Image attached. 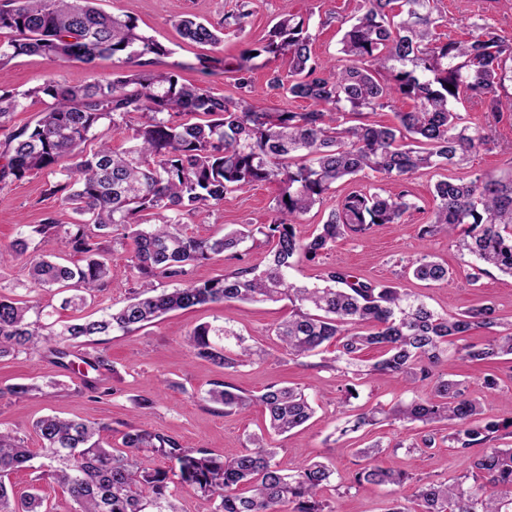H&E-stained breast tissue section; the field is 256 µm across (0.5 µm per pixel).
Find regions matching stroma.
Returning a JSON list of instances; mask_svg holds the SVG:
<instances>
[{"instance_id":"1","label":"stroma","mask_w":512,"mask_h":512,"mask_svg":"<svg viewBox=\"0 0 512 512\" xmlns=\"http://www.w3.org/2000/svg\"><path fill=\"white\" fill-rule=\"evenodd\" d=\"M361 0H96L102 11L132 17L139 30L165 46L169 54L162 66L179 65L184 82L211 89L224 95L235 94L231 75L223 71H208L201 65L210 56L234 59L250 44L266 39L275 22L284 13L305 20L318 56L335 53L342 36L341 26L356 14ZM444 18L443 34L451 39L467 38L472 22L478 17L495 21L503 35L512 37V0H438ZM193 15L224 28V41L219 47L184 40L174 25L175 19ZM240 16V24L228 23V16ZM281 61L254 70L250 95L274 112H301L309 101L287 99L270 88L271 70L281 68ZM111 61L100 60L96 65L78 61L53 62L39 55H22L0 65V87L23 92L22 106L10 122L0 127V151L18 128L34 124L45 107L44 97L29 96V89L40 86L48 77H56L69 85L110 78ZM495 144L492 149L472 152L465 163L451 168L448 174L467 180L479 174L504 176L512 172V115L495 124ZM446 172L420 170L406 179L392 182L381 175L369 173L336 183L324 202L303 216L297 231L311 235L322 224L329 211L351 191L363 189L392 195L408 190L417 209L402 223L374 226L365 236H345L328 251L312 260L297 263L288 271L291 281L309 287L322 283L323 273L343 267L358 277L371 281H394L419 296L430 308L440 313H457L482 304H493L502 325L512 324V276L490 268L479 273V260L458 250L455 243L443 236L422 237L436 207L434 186ZM56 175L46 171L27 174L18 181L0 183V247L18 237L30 234L34 225L45 217L56 223H74L72 209L49 195L48 188ZM279 187L262 183L254 188L226 194L223 204L208 217H190L184 224L187 234L209 238L241 224H270ZM31 235V234H30ZM34 237V236H33ZM35 254L54 256L65 254L59 235L34 237ZM115 275L101 294L100 304L84 308L86 316L96 318L104 307L119 308L127 300L133 277L127 268L133 249L132 241L118 244L105 239L101 242ZM270 248L263 235L243 243L236 252L213 256L198 264L192 276L206 281L223 276L238 268L262 264ZM32 254V255H35ZM434 257L455 270L448 283L416 280L409 271L412 261L422 255ZM32 255L23 254L0 265V285L6 295L31 305L52 306L58 324L74 316L63 308V292L31 288L29 263ZM479 273L476 285H469L467 276ZM292 309L288 302L212 303L187 310L167 313L134 331H115L95 341L73 342L74 355L100 352L109 361L108 368L80 374L57 366L47 357L21 355L0 358V431L21 438L27 448L38 451L41 440L34 422L46 415H58L78 421L108 426L112 447L122 445V434L130 426H141L175 437L188 448H207L218 454L243 450L249 435L264 431L267 420L261 407L245 414L225 413L222 406L207 399L213 381L231 383L239 390L256 394L271 383L303 387L316 409L305 427L275 440L279 448L276 461L286 471L304 461H320L336 472L334 486L324 497L332 512H387L392 502L410 504L414 479H451L462 476L467 467L465 458L447 444L417 452L405 449L410 438L423 432L422 424H407L386 420L371 432L340 436L346 417L336 406L342 387L355 385L358 396L352 409L368 410L390 407L395 401L410 398L407 384L400 379L356 380L331 368L335 346L324 347L319 354L293 359L282 354L275 344L273 327L288 318ZM227 325L244 336L248 343L269 350L267 359L234 370H223L210 361L192 356L187 336L197 325ZM445 378L461 382L467 394L477 399L485 416L496 419L512 417V356L491 363L466 364L458 354L448 353L438 368ZM494 374L500 386L485 388L486 374ZM94 388H86V381ZM19 383L36 384L30 395L18 399L8 393ZM151 399L148 408L140 407L143 399ZM381 442L386 450L375 463L384 468L404 471L411 475L403 486H369L360 490L347 489L346 482L359 460L358 449ZM10 483L16 495L38 488L46 504L55 512H69L67 494L52 480L38 479L36 472L23 470L12 474Z\"/></svg>"}]
</instances>
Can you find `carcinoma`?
Segmentation results:
<instances>
[{
  "label": "carcinoma",
  "instance_id": "1",
  "mask_svg": "<svg viewBox=\"0 0 512 512\" xmlns=\"http://www.w3.org/2000/svg\"><path fill=\"white\" fill-rule=\"evenodd\" d=\"M441 21L435 0H361L336 57L329 59L312 51L309 25L286 13L265 42L243 50L235 66L224 65L239 90L234 98L182 83L176 64L159 67L169 51L140 32L132 18L106 13L95 0H0V64L41 55L86 64L110 59L116 68L106 82L67 85L50 77L24 93L0 88V125L10 121L21 99L49 98L34 125L9 137L0 153V183L33 171H64L49 194L77 215L62 238L84 255L81 264L32 259L31 287L70 288L74 294L63 299L65 307L95 299L112 278L96 239L128 226L135 242L129 270L139 281V291L121 308L59 331L49 321L51 312L0 295V357L49 356L67 368L74 365L70 341L81 337L127 333L168 312L206 303L286 300L292 315L274 328L286 355H312L334 343V362L351 366L364 350L376 349L379 359L367 374L412 385L414 397L391 407L393 419L455 424L448 443L466 457L463 478L470 485L425 481L413 507L394 502L387 512H512V497L501 494L512 491V448L492 446L500 431L512 429V418L478 422L480 402L466 396L459 382L435 374L454 339L462 342L458 353L467 362L512 355L511 327L486 343L464 341L476 328L497 326L496 308L484 304L440 314L394 282L364 280L344 268L325 271L322 287L288 280V270L301 258H316L349 233L363 236L374 225L399 224L416 210L405 190L388 196L354 190L317 233L299 236L296 225L337 181L365 170L400 181L421 169L458 166L493 142L491 121H476L459 105H477L496 122L512 114V95L505 92V81L512 82V42L484 18L472 24L469 39L444 41L437 33ZM175 25L193 42L213 47L223 42V30L212 24L182 17ZM267 55L288 65L287 77L275 70L269 86L290 99L311 101V109L269 112L249 100L256 60ZM385 108L394 111L396 125L343 121L347 113L362 116ZM134 114L140 121L131 127L129 146L114 147L98 133L107 122L123 129ZM263 182L279 186L271 224L204 239L183 231L184 218L206 215L226 194ZM434 196L438 205L422 235L452 236L461 250L512 276V176L478 175L468 182L448 176L435 184ZM257 233L272 244L262 268L188 281L171 291L154 284L183 280L192 266L236 250ZM31 243L30 237L15 240L0 250V262L26 253ZM411 269L419 280L453 279L448 266L428 255ZM187 345L193 356L226 370L262 353L226 325L194 327ZM208 395L226 414L261 406L268 434L226 456L130 427L117 449L107 445L103 426L46 416L34 425L42 442L37 454L0 431V512H47L38 493L18 497L7 483L11 474L29 469L60 485L74 512H179L168 472L151 465L152 454L166 459L184 485L219 498L215 512H328L322 493L334 479L329 466L304 461L286 473L274 461L273 437L315 414L304 392L271 383L258 395H246L220 381ZM374 424L373 410L349 413L340 433ZM408 479L401 470L367 464L351 474L349 487L400 486Z\"/></svg>",
  "mask_w": 512,
  "mask_h": 512
}]
</instances>
